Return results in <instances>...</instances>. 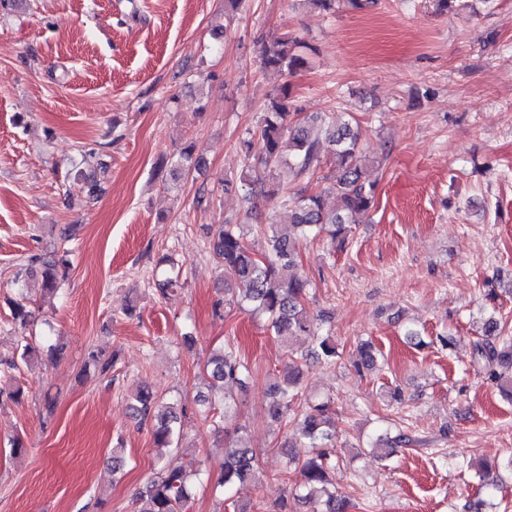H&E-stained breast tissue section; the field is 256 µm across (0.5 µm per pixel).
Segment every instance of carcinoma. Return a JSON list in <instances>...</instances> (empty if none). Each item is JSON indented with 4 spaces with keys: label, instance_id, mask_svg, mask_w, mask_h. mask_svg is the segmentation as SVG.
<instances>
[{
    "label": "carcinoma",
    "instance_id": "1",
    "mask_svg": "<svg viewBox=\"0 0 512 512\" xmlns=\"http://www.w3.org/2000/svg\"><path fill=\"white\" fill-rule=\"evenodd\" d=\"M314 8L336 12V6L349 4L365 9L376 0H305ZM300 43L284 34L265 44L261 56L266 68L297 73L306 64L299 53ZM243 168L238 177L224 179V194L236 195L251 202L256 198L277 200L285 220L269 225L263 242L253 246L246 242L240 224H221L208 235V247L224 274V294L240 308L265 317L266 330L281 344L287 358L288 375L270 391L266 414L273 419L296 422L293 453H288L287 465L302 472L304 481L295 489L294 504L310 506L309 512H347V502L336 498L329 489L330 472L336 466V422L328 397L308 399L305 407L295 408L299 385L304 376L307 355L290 348L297 336L311 342V356L333 364L339 356V344L329 333H322L304 306L308 281L296 272L297 240L316 238L322 234L331 241L345 242L349 225L357 224L375 203L376 183L371 181L368 165L360 151V133L349 123H336L332 112L302 114L293 107L291 86L280 87L263 113L257 129L248 132L239 144ZM329 159L339 172L326 186L290 192L276 182V176L288 169L295 181L314 175L323 159ZM194 146L188 144L177 155L175 168L190 170L198 167ZM333 196L331 207L325 198ZM68 252L34 254L28 257L26 274L40 276L42 290L55 292L63 281L59 268L68 265ZM360 365L356 372L363 374L374 368L377 350L366 342L359 347ZM473 358L476 364L503 391L512 397V336L500 329L497 321L486 320L484 338L475 343ZM205 372L210 379L209 392L195 400L196 413L203 420H212L218 413L233 419L237 404L224 397V387H246L251 377L248 363L230 346L214 350L206 359ZM134 413L140 422L152 427L154 443L160 448H172L181 440L182 418L187 409L160 402L148 389L134 396ZM248 426L234 427L232 450L225 452L224 472L216 486L233 493L229 497L236 512H254L250 499L245 497L254 483L256 457L249 448ZM202 474V463L193 456L181 465L165 468L143 487L138 500L147 507L138 512H190L191 485ZM475 476L492 496L498 486L494 472L482 466Z\"/></svg>",
    "mask_w": 512,
    "mask_h": 512
}]
</instances>
